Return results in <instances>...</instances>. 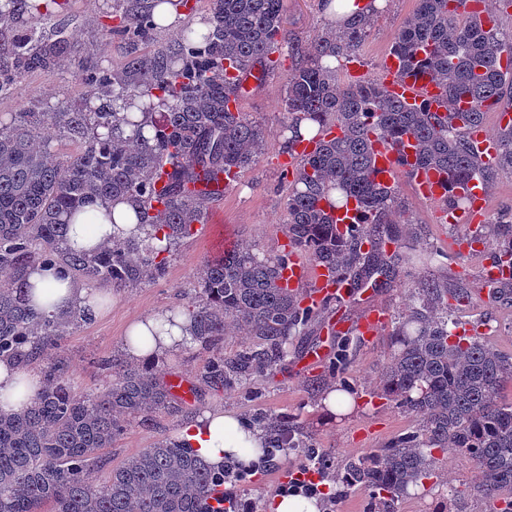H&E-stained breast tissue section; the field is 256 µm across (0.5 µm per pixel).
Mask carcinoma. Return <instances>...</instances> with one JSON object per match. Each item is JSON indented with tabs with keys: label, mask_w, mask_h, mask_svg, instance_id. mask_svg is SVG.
Wrapping results in <instances>:
<instances>
[{
	"label": "carcinoma",
	"mask_w": 512,
	"mask_h": 512,
	"mask_svg": "<svg viewBox=\"0 0 512 512\" xmlns=\"http://www.w3.org/2000/svg\"><path fill=\"white\" fill-rule=\"evenodd\" d=\"M467 0H416L392 43L409 71L427 72L443 91L446 112L408 106L387 94L377 78L343 82L338 63L360 51L378 8L342 20L301 52L287 75L282 125L291 156L305 142L316 150L296 161L286 199L289 249L266 256L230 244L200 270L198 305L188 310L194 342L210 350L201 378L213 389H231L266 377L284 361L294 336L306 333L321 308L365 290L392 288L407 265L429 267L438 253L419 250L420 230L405 217L399 183H378L372 170V138L392 144L414 140L415 160L433 166L451 184L481 180L491 188L498 172L512 170V126L499 129L501 152L485 164L465 127L486 124L512 98V33L484 26L464 9ZM192 13L191 0H113L114 25L105 41L121 36L146 42L156 28L153 10L163 4ZM64 8L60 0H0V24L21 28L0 38V98L14 95L34 71H52L68 53L63 26L45 31L43 21ZM285 0H210L203 29L185 28L171 48L135 55L117 69L82 73L91 94L75 112H12L0 118V361L35 365L44 385L32 405L0 415V512H224L216 496L224 473L209 469L192 448L162 437L112 469L102 484L86 478L98 453L126 430L127 418L177 416L185 401L156 372L100 362L107 372L95 393L77 389L66 370L63 344L70 325L90 318L36 312L30 306V265L61 267L88 288L118 290L159 281L168 258L194 225L208 223L209 204L224 195L220 184L257 162L264 124L239 110L242 83L261 82L283 39ZM316 129L301 132L300 123ZM52 126L77 144L75 154L55 158L40 131ZM340 133L322 139L324 130ZM127 199L137 223L151 232L116 241L89 255L67 247L68 218L95 201ZM358 221L343 228L329 211L350 201ZM482 228L503 249L497 264L512 268V219L502 215ZM326 266L345 296L332 294L320 307L304 304L300 288L280 284L296 254ZM490 300L512 305V276L488 285ZM468 297L434 279L419 281L392 330L393 353L382 391L422 416L420 427L383 448L348 459L338 481L372 493L375 512H396L409 487L435 475V453L468 455L481 475L477 492L492 512H512V355L488 345L479 333L460 335L464 323L448 315V298ZM243 328L250 343L226 355L224 336ZM349 340L337 347L332 376L345 373ZM257 424L272 448H298L286 418Z\"/></svg>",
	"instance_id": "carcinoma-1"
}]
</instances>
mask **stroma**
Masks as SVG:
<instances>
[{
  "instance_id": "obj_1",
  "label": "stroma",
  "mask_w": 512,
  "mask_h": 512,
  "mask_svg": "<svg viewBox=\"0 0 512 512\" xmlns=\"http://www.w3.org/2000/svg\"><path fill=\"white\" fill-rule=\"evenodd\" d=\"M385 2V11L380 13L359 53L370 76L378 75L396 30L414 7V0ZM285 6L287 45L274 54L279 65L264 81H249L240 100L241 111L261 120L267 129L266 143L256 165L238 183L230 185L223 198L210 205L208 223L197 225L195 234L184 240L180 250L170 257L164 280L112 292L111 303L98 319L72 328L63 351L68 372L75 377L81 391L96 392L104 383L105 375L98 370L97 359H124L122 340L134 317L156 310L181 309L196 301L197 277L203 260L221 252L226 243L252 244L260 252L271 255L280 252L288 193V185L282 178L287 159L281 132L282 100L285 77L295 64L287 46L293 43L308 48L328 30L320 0H286ZM111 12L112 0H69L67 8L53 19L54 24L64 25L73 35L67 59L55 71L28 74L15 96L0 100V116L29 108L38 112L70 111L86 92L80 69L116 67L131 53L168 47L180 37L179 30L160 28L149 42L133 47L116 37L109 51L101 52L103 25ZM398 182L409 215L422 226L424 246L441 253L431 271L432 278L442 282L460 278L471 290L468 302L456 307V317L483 322L486 340L512 354V306L488 302L480 292L485 254L448 255V240L454 235V228L434 222L432 205L416 194L406 177H399ZM407 301L408 288L401 283L328 309L322 322L307 335L293 337L286 364L263 380L228 392L203 383L201 372L210 354L199 345L183 348L164 361L161 376L181 379L189 387L188 402L193 413L221 406L237 411L250 421L258 417H286L297 427L302 447L274 454L252 481L237 488L242 497L256 502L258 512H268L270 502L278 495L276 472L287 467L296 470L306 464L308 448L323 450L330 467L337 470L347 457L384 447L398 435L417 428L415 413L381 396V377L393 351L391 320L401 314ZM373 309L385 310L389 321L374 340H363L352 347L353 363L346 377L356 404L346 414L326 419L322 400L334 381L326 377L325 365L333 361L340 341L334 325L341 319L347 327H355ZM183 422V417L163 414L149 423L138 417L130 419L124 434L112 447L101 451L99 462L90 470L92 479L102 481L113 467L152 447L157 439L170 436ZM436 471L435 478L410 489L398 502L397 512H438L449 485L456 490L458 512H486L488 505L476 491L478 473L471 459L454 451L438 455ZM324 491L319 499L322 512H373L374 499L368 491L357 487L346 490L331 481L326 482Z\"/></svg>"
}]
</instances>
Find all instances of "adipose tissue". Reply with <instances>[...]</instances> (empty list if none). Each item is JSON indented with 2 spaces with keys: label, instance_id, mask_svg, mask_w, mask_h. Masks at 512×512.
<instances>
[{
  "label": "adipose tissue",
  "instance_id": "obj_1",
  "mask_svg": "<svg viewBox=\"0 0 512 512\" xmlns=\"http://www.w3.org/2000/svg\"><path fill=\"white\" fill-rule=\"evenodd\" d=\"M146 228L136 224L130 206L123 202L93 203L86 206L68 226L67 243L71 248L87 252L98 251L113 238L145 237ZM28 283L34 287L31 304L40 313L58 314L73 308L99 315L103 312V296L82 288L68 274L52 267L34 266L28 273ZM191 341L188 319L170 325L167 315L155 312L131 321L123 338V350L137 363L158 367L167 355ZM39 368L0 361V414L23 411L43 385ZM173 442L194 449L214 471L223 470L227 461L249 460L257 448L263 447L261 431L238 413L221 407L210 408L195 415L171 435Z\"/></svg>",
  "mask_w": 512,
  "mask_h": 512
}]
</instances>
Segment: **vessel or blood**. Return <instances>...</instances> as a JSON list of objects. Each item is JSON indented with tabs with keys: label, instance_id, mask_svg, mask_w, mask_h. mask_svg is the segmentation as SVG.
I'll list each match as a JSON object with an SVG mask.
<instances>
[{
	"label": "vessel or blood",
	"instance_id": "b4317fda",
	"mask_svg": "<svg viewBox=\"0 0 512 512\" xmlns=\"http://www.w3.org/2000/svg\"><path fill=\"white\" fill-rule=\"evenodd\" d=\"M380 78L385 90L404 103L411 106L425 103L431 107L432 111H442L443 98L435 81L427 75L405 72L400 59L395 54L390 53L385 56ZM466 133L478 144L484 162L491 163L496 160L499 145L484 127L473 126L467 128ZM372 148L373 171L377 182L392 184L399 169L396 153L379 141L373 142ZM409 175L418 193L432 204L434 220L458 228V235L451 240L452 249L459 254L472 249L471 232L486 222L489 215L488 195L484 184L474 180L452 188L448 186L445 174L433 168H413L410 169ZM450 193L466 198V206H448L446 196ZM282 279L292 288L304 282L308 283L309 289L305 301L313 306L319 305L326 294L336 290L326 267L319 265L311 268L296 259L283 270Z\"/></svg>",
	"mask_w": 512,
	"mask_h": 512
}]
</instances>
